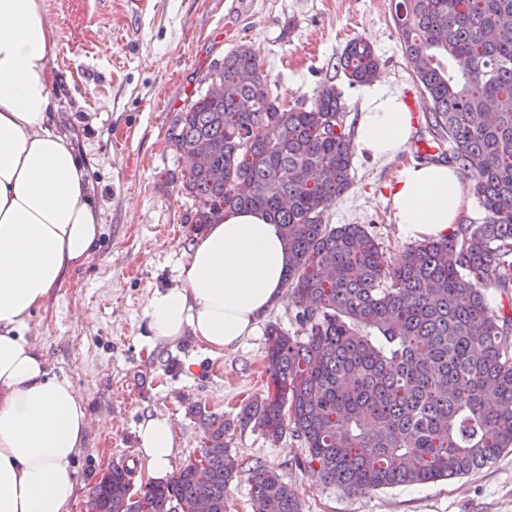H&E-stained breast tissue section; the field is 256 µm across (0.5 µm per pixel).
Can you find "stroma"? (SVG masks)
<instances>
[{"label": "stroma", "instance_id": "1", "mask_svg": "<svg viewBox=\"0 0 512 512\" xmlns=\"http://www.w3.org/2000/svg\"><path fill=\"white\" fill-rule=\"evenodd\" d=\"M395 0H43L55 30L50 60L57 130L83 157L102 210L97 253L67 274L28 321L25 338L51 372L71 382L92 425L76 462L70 512H86L91 488L115 466L148 481L138 430L164 414L173 422L172 470L194 459L203 434L198 405L235 418L265 393V329L234 351L210 352L192 337L169 344L148 337L150 294L177 285L198 232L194 209L175 177L183 161L168 140L176 112L204 92L203 76L239 45L255 53L274 96L310 104L334 78L355 126L362 89L336 72L337 57L356 37L380 58V76L395 85L414 116L406 151L386 162L354 155L352 186L327 214L331 224H361L396 263L414 241L398 229L387 186L416 161L430 139L428 104L402 51ZM225 440L243 466L261 462L290 485L303 512H512V449L483 469L426 484L348 494L301 472V442L267 440L233 428Z\"/></svg>", "mask_w": 512, "mask_h": 512}]
</instances>
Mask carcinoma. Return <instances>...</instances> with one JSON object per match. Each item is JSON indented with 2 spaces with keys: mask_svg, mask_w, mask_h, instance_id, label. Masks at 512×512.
I'll return each instance as SVG.
<instances>
[{
  "mask_svg": "<svg viewBox=\"0 0 512 512\" xmlns=\"http://www.w3.org/2000/svg\"><path fill=\"white\" fill-rule=\"evenodd\" d=\"M394 21L433 141L448 144L431 160L474 180L484 220L389 264L363 225L326 223L351 187L354 155L333 80L310 105L286 108L247 46L225 55L168 139L181 156L200 141L210 147L206 165L182 175L194 223L262 209L281 225L304 336L268 325L267 393L234 423L192 407L204 433L198 461L144 484L135 501L131 471L114 466L90 492L94 512H195L202 485L209 512H230L226 491L240 468L224 435L236 424L272 442L295 436L299 467L351 494L470 474L512 447V305L487 297L512 286V108L501 107L512 101V0H396ZM379 69L365 38L350 40L336 64L352 85ZM248 482L253 512H302L275 469L252 466Z\"/></svg>",
  "mask_w": 512,
  "mask_h": 512,
  "instance_id": "obj_1",
  "label": "carcinoma"
}]
</instances>
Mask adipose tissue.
<instances>
[{
	"label": "adipose tissue",
	"instance_id": "obj_1",
	"mask_svg": "<svg viewBox=\"0 0 512 512\" xmlns=\"http://www.w3.org/2000/svg\"><path fill=\"white\" fill-rule=\"evenodd\" d=\"M54 47L43 0H0V512H70L89 425L78 390L52 375L24 336L32 313L96 252L103 228L84 160L52 123ZM412 123L400 91L373 82L362 91L356 148L393 159ZM465 181L444 164L403 166L388 186L401 233L448 236ZM286 267L280 225L260 210L229 213L196 237L178 286L149 296L148 331L169 343L192 336L216 354L235 350L283 300ZM139 439L149 475H169L170 421L149 418Z\"/></svg>",
	"mask_w": 512,
	"mask_h": 512
}]
</instances>
